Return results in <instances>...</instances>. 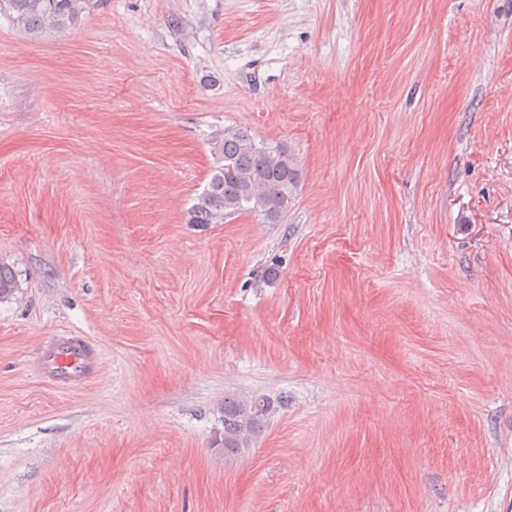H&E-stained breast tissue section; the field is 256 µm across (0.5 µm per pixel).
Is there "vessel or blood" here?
Masks as SVG:
<instances>
[{"label":"vessel or blood","instance_id":"1","mask_svg":"<svg viewBox=\"0 0 512 512\" xmlns=\"http://www.w3.org/2000/svg\"><path fill=\"white\" fill-rule=\"evenodd\" d=\"M101 366L97 353L81 338L55 336L45 340L33 370L60 387L80 384L95 376Z\"/></svg>","mask_w":512,"mask_h":512}]
</instances>
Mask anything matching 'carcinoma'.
Wrapping results in <instances>:
<instances>
[{
  "label": "carcinoma",
  "mask_w": 512,
  "mask_h": 512,
  "mask_svg": "<svg viewBox=\"0 0 512 512\" xmlns=\"http://www.w3.org/2000/svg\"><path fill=\"white\" fill-rule=\"evenodd\" d=\"M90 0H0V15L20 32L38 36L65 33L79 20ZM211 150L217 165L206 188L187 211V223L222 224L244 213L279 223L294 202L302 172L286 142H259L238 128L215 133ZM18 288L16 273L0 262V299ZM271 410V400L252 396L224 398V455L252 446Z\"/></svg>",
  "instance_id": "obj_1"
}]
</instances>
